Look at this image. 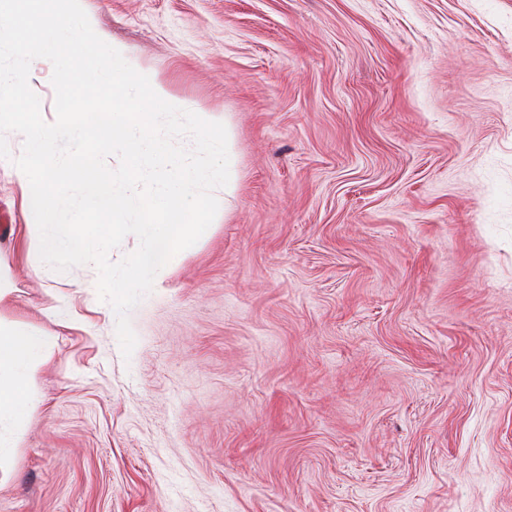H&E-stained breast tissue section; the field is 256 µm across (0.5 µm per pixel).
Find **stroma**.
<instances>
[{"label": "stroma", "mask_w": 512, "mask_h": 512, "mask_svg": "<svg viewBox=\"0 0 512 512\" xmlns=\"http://www.w3.org/2000/svg\"><path fill=\"white\" fill-rule=\"evenodd\" d=\"M84 9L235 190L126 358L0 171V320L52 341L0 512H512V0Z\"/></svg>", "instance_id": "obj_1"}]
</instances>
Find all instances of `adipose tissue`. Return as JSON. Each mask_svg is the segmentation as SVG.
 <instances>
[{"label":"adipose tissue","instance_id":"1","mask_svg":"<svg viewBox=\"0 0 512 512\" xmlns=\"http://www.w3.org/2000/svg\"><path fill=\"white\" fill-rule=\"evenodd\" d=\"M50 350L47 337L0 322V455L16 447L39 405L35 377Z\"/></svg>","mask_w":512,"mask_h":512}]
</instances>
